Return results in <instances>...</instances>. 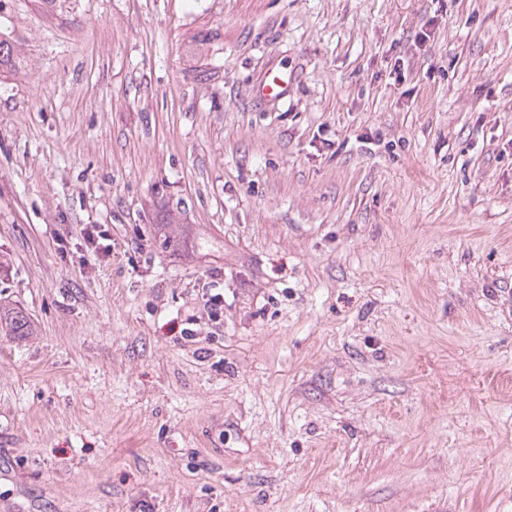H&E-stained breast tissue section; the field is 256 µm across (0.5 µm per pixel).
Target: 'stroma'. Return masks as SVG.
<instances>
[{"label": "stroma", "mask_w": 512, "mask_h": 512, "mask_svg": "<svg viewBox=\"0 0 512 512\" xmlns=\"http://www.w3.org/2000/svg\"><path fill=\"white\" fill-rule=\"evenodd\" d=\"M0 39V512H512V0H0ZM291 78L286 73L265 74L258 85L257 95L267 101H280L288 96ZM215 288H201L203 309L208 319L219 323L224 316V292H212ZM3 321L10 335L26 336L29 331L28 318L21 310H8L7 313H3L0 309L1 328L3 327Z\"/></svg>", "instance_id": "stroma-1"}]
</instances>
